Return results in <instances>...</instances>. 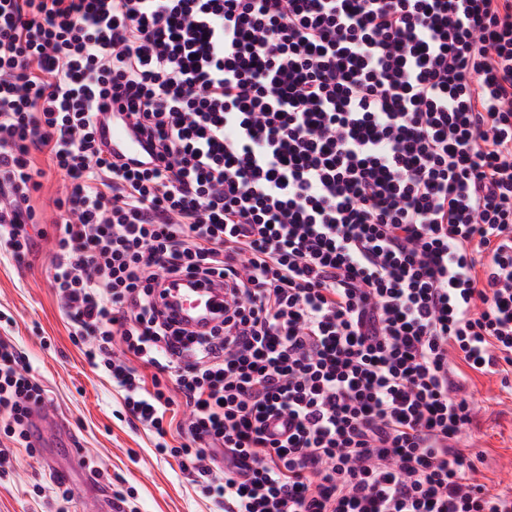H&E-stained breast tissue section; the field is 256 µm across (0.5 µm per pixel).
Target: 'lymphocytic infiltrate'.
I'll return each instance as SVG.
<instances>
[{"mask_svg": "<svg viewBox=\"0 0 512 512\" xmlns=\"http://www.w3.org/2000/svg\"><path fill=\"white\" fill-rule=\"evenodd\" d=\"M108 97L156 167L109 159ZM40 155L70 335L215 512H512L457 447L452 377L512 366V0H0L18 258ZM183 277L221 320L165 313ZM42 402L0 339V470Z\"/></svg>", "mask_w": 512, "mask_h": 512, "instance_id": "lymphocytic-infiltrate-1", "label": "lymphocytic infiltrate"}]
</instances>
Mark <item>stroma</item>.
Masks as SVG:
<instances>
[{
    "mask_svg": "<svg viewBox=\"0 0 512 512\" xmlns=\"http://www.w3.org/2000/svg\"><path fill=\"white\" fill-rule=\"evenodd\" d=\"M62 190L61 174L47 169L35 194L45 221L37 227L32 253L17 259L0 249V336L28 354L44 390V410L61 418L51 440H75L80 453L51 457L15 447L9 474L0 477V512H93L94 497L104 489L129 491V512H212V503L178 462L156 453L155 434L118 418L119 393L70 340L49 273L52 219ZM465 389L475 416L459 446L476 466L473 478L491 492L512 493V376L471 371ZM56 468L74 492L71 501L50 487Z\"/></svg>",
    "mask_w": 512,
    "mask_h": 512,
    "instance_id": "1",
    "label": "stroma"
}]
</instances>
